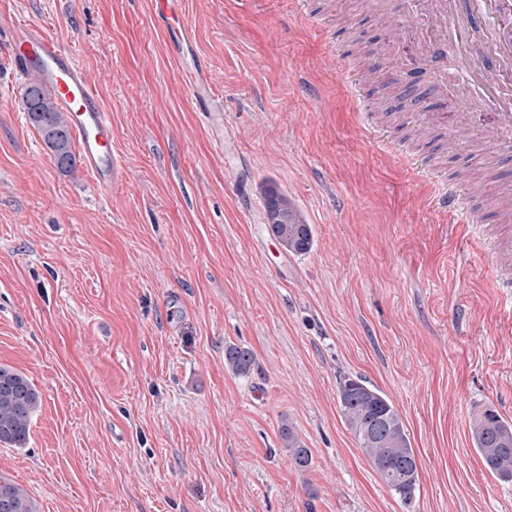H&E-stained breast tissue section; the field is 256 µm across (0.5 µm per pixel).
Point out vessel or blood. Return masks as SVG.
<instances>
[{"instance_id":"b4317fda","label":"vessel or blood","mask_w":512,"mask_h":512,"mask_svg":"<svg viewBox=\"0 0 512 512\" xmlns=\"http://www.w3.org/2000/svg\"><path fill=\"white\" fill-rule=\"evenodd\" d=\"M170 2L154 0L153 24L164 38L168 56L186 76L190 100L202 115L213 146L224 150L232 142L224 129V103L214 92L208 63L192 30L179 20ZM444 20L450 23L470 80L485 88V102L495 112L497 132L511 135L512 0H435L425 23L435 27ZM477 27L483 37L481 50L475 53L471 33ZM7 52L20 72L37 75L52 91L57 110L65 114L71 134L78 139V166L90 174L101 192H110L119 173L112 153V120L72 50L41 26L24 22L9 29ZM434 201L450 222L475 219L459 185H438Z\"/></svg>"}]
</instances>
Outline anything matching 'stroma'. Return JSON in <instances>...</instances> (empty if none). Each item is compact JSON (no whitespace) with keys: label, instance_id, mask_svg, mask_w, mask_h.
Instances as JSON below:
<instances>
[{"label":"stroma","instance_id":"obj_1","mask_svg":"<svg viewBox=\"0 0 512 512\" xmlns=\"http://www.w3.org/2000/svg\"><path fill=\"white\" fill-rule=\"evenodd\" d=\"M175 10L224 100L229 157L191 109L152 0H0V36L23 19L73 48L125 164L107 195L83 169L60 173L0 53V364L42 398L25 447L0 446V476L40 512H512V482L470 430L488 406L512 421V291L494 285L512 267L484 249L512 237L492 192L512 185V147L483 143L496 118L480 90L432 94L465 79L454 45L422 60L413 41L389 44L385 17L421 23L404 0ZM433 112L448 118L426 124ZM429 171L465 187L479 225L435 209ZM267 181L311 224L309 252L262 245L237 188L258 206ZM230 343L253 352L249 375L225 367ZM346 375L399 411L411 502L346 428ZM282 440L288 448L294 466L299 470L307 469L311 464V453L290 425H283L281 429Z\"/></svg>","mask_w":512,"mask_h":512}]
</instances>
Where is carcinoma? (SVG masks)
I'll return each mask as SVG.
<instances>
[{"instance_id": "obj_1", "label": "carcinoma", "mask_w": 512, "mask_h": 512, "mask_svg": "<svg viewBox=\"0 0 512 512\" xmlns=\"http://www.w3.org/2000/svg\"><path fill=\"white\" fill-rule=\"evenodd\" d=\"M23 106L57 169L65 173L74 171L72 136L66 129L65 118L38 82L27 84ZM263 193L274 236L290 252H308L313 245L311 225L275 183H265ZM253 363L249 348L234 344L224 347V364L234 373L248 374ZM337 398L347 429L387 488L405 502L412 500L418 482L416 455L392 401L365 380L348 376L339 380ZM40 404L41 395L25 374L0 365V446L25 447ZM281 436L294 466L307 469L311 453L293 427L283 425ZM471 436L491 474L502 481H512V422L488 406L473 421ZM0 512H38V505L21 486L0 477Z\"/></svg>"}]
</instances>
